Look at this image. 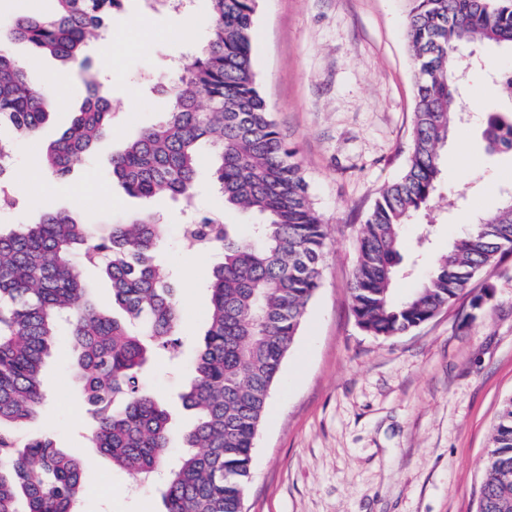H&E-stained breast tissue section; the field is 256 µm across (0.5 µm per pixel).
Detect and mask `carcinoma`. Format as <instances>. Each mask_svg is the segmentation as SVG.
Returning a JSON list of instances; mask_svg holds the SVG:
<instances>
[{"instance_id":"carcinoma-1","label":"carcinoma","mask_w":512,"mask_h":512,"mask_svg":"<svg viewBox=\"0 0 512 512\" xmlns=\"http://www.w3.org/2000/svg\"><path fill=\"white\" fill-rule=\"evenodd\" d=\"M48 17L0 26V174L15 140L35 136L52 103L31 86L7 44L25 42L79 70L81 109L46 148L44 165L64 179L112 126V104L85 50L122 0H55ZM203 44L182 58L168 84L173 106L111 158L112 179L135 198H190L199 169H211L224 207L257 214L241 237L224 212L196 218L190 235L224 252L207 277L206 330L180 399L196 420L186 451L169 465L171 412L140 386L159 350L179 346L181 311L170 272L154 260L166 225L131 214L107 236L49 210L32 224L0 228V512H79L80 458L16 430L44 400L43 368L62 324L74 351L73 379L95 411L92 447L133 477L168 470L164 512H243L255 439L271 391L322 280L325 224L301 166L292 160L261 96L252 60L257 0H209ZM406 30L416 73L413 136L403 174L385 186L357 238L350 286L357 325L390 338L426 322L469 293L475 278L512 255V198L470 225L438 254L417 291L396 302L403 226L429 207L441 146L461 123L458 85L474 64L461 47L512 53V0H409ZM487 148L512 151V108L487 113ZM102 268L112 307L81 282L73 259ZM477 512H512V397L502 402L484 455Z\"/></svg>"}]
</instances>
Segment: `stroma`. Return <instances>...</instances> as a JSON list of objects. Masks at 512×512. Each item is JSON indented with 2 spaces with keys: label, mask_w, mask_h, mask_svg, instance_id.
<instances>
[{
  "label": "stroma",
  "mask_w": 512,
  "mask_h": 512,
  "mask_svg": "<svg viewBox=\"0 0 512 512\" xmlns=\"http://www.w3.org/2000/svg\"><path fill=\"white\" fill-rule=\"evenodd\" d=\"M407 0H257L253 61L259 89L309 185L327 226L323 278L301 331L284 360L253 449L245 512H476L479 466L502 402L512 397V256L488 271L490 298L472 308L461 299L405 334L364 332L352 314L350 282L357 229L380 190L408 161L416 74L406 39ZM144 0H123L88 54L114 104L111 131L70 180L54 208L68 210L107 233L113 221L142 209L167 226L160 257L174 273L182 310L177 359L160 354L141 377L146 390L176 413L169 455L182 452L192 416L179 395L190 372L209 306L204 280L222 260L218 250L187 251L183 203L132 198L113 183V152L170 108L165 87L172 66L203 40L212 20L208 0H196L195 34L185 38L176 15H147ZM12 52L32 85L55 75L62 99L36 136L19 139L7 186L16 200L0 225L26 224L45 198L25 179L40 166L47 144L69 124L85 98L75 68L23 43ZM458 99L470 123L448 134L441 182L430 210L404 228L403 267L395 299L413 293L431 268L430 253L447 250L469 224L512 191V153L488 152L483 117L504 107L475 49ZM111 70H103L104 60ZM208 170H200L194 211L223 210ZM224 221L250 235L256 214L223 210ZM71 343L60 334L42 385L37 417L19 439L43 435L83 462L87 494L81 512H162L161 482L136 483L92 448L88 406L71 381Z\"/></svg>",
  "instance_id": "stroma-1"
}]
</instances>
